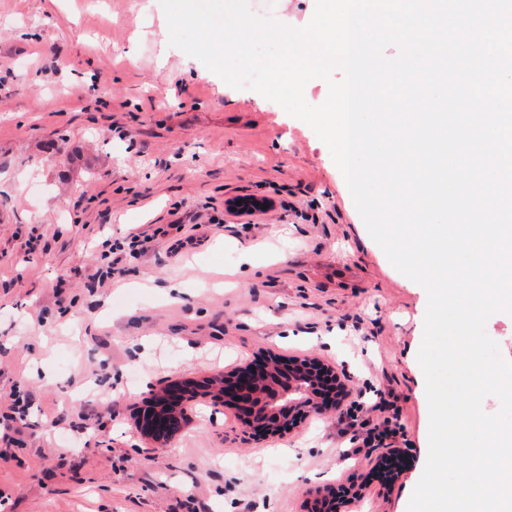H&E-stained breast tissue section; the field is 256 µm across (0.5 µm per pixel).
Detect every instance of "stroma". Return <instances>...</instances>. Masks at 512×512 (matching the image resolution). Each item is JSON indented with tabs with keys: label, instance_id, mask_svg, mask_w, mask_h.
<instances>
[{
	"label": "stroma",
	"instance_id": "35a3bbf8",
	"mask_svg": "<svg viewBox=\"0 0 512 512\" xmlns=\"http://www.w3.org/2000/svg\"><path fill=\"white\" fill-rule=\"evenodd\" d=\"M142 231L92 289L104 241ZM425 296L311 127L170 46L160 0H0V414L31 396L0 417L5 512H310L342 482L408 512ZM269 354L394 402L399 479L346 457L334 411L253 441L199 402L164 451L137 432L151 389ZM151 239V236L146 232H139L137 234H133L129 237L127 241V246H119V248H115V252L112 247L110 248V254H117V251H120L119 255L112 257V260H108L106 263L102 262L98 266H96L93 272L90 274V278L94 281H97L99 287L104 286L107 283H114V281L119 278L124 269L119 266L121 263L123 256L129 255L134 257L143 246V243L147 242ZM110 254H102L101 261H105L110 258Z\"/></svg>",
	"mask_w": 512,
	"mask_h": 512
}]
</instances>
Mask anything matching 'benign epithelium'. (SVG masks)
<instances>
[{
	"label": "benign epithelium",
	"mask_w": 512,
	"mask_h": 512,
	"mask_svg": "<svg viewBox=\"0 0 512 512\" xmlns=\"http://www.w3.org/2000/svg\"><path fill=\"white\" fill-rule=\"evenodd\" d=\"M213 393L204 380H173L150 394L136 415L135 425L143 438L163 446L165 407L192 404L202 397L213 408L234 406L242 412L248 434L278 437L305 419L340 409L348 390L335 368L317 360L277 359L273 355L238 367L219 377Z\"/></svg>",
	"instance_id": "7a95c632"
}]
</instances>
